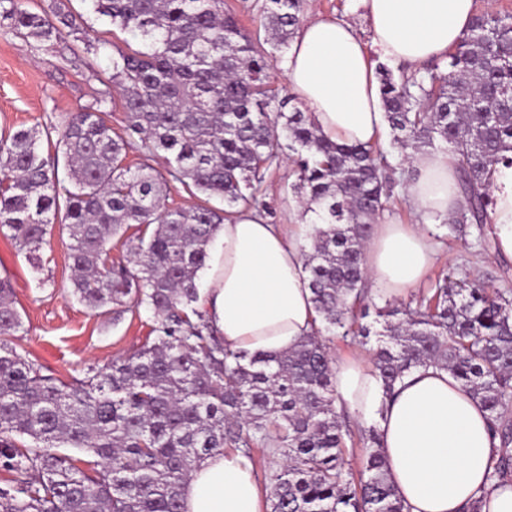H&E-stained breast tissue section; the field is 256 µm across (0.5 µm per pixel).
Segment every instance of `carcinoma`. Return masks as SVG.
Instances as JSON below:
<instances>
[{
	"label": "carcinoma",
	"mask_w": 512,
	"mask_h": 512,
	"mask_svg": "<svg viewBox=\"0 0 512 512\" xmlns=\"http://www.w3.org/2000/svg\"><path fill=\"white\" fill-rule=\"evenodd\" d=\"M94 12L140 36L119 51L109 82L126 135L105 119V90L60 127L66 176L44 156L35 128L0 138V233L35 254L48 227L67 231L72 293L113 319L152 313L154 338L83 380L41 374L6 337L21 327L0 277V512H183L181 489L197 464L262 449L270 512H403L386 477L376 426L338 411L331 337L378 336L371 367L385 395L417 368L450 371L490 413L503 452L489 478L512 477V289L448 274L416 307H379L366 288L364 248L416 154L442 153L464 204L432 215L448 234L484 230L492 203L484 175L512 165V13H482L448 50L446 70L376 74L389 148L338 143L267 88V71L301 23L305 0H263L251 34L224 0H91ZM0 19L51 44L74 32L62 0L31 12L0 0ZM138 146L140 162L125 164ZM290 189L316 220L302 249L319 317L314 332L271 357L229 348L199 308L198 273L224 221L268 211L267 177L284 151ZM204 200L166 204L170 184ZM218 199L223 207L209 205ZM133 234H128L130 229ZM123 238L126 255L109 259ZM375 311L379 331L364 323ZM29 438L30 442L23 441ZM95 457L94 467L70 451ZM360 451L363 468L350 457Z\"/></svg>",
	"instance_id": "obj_1"
}]
</instances>
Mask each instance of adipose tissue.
Here are the masks:
<instances>
[{
	"mask_svg": "<svg viewBox=\"0 0 512 512\" xmlns=\"http://www.w3.org/2000/svg\"><path fill=\"white\" fill-rule=\"evenodd\" d=\"M374 34L365 47L342 20L310 18L296 32L283 68L293 94L332 139L367 143L385 128L370 53L391 63L444 57L470 27L475 0H361ZM407 196L418 212L445 214L459 203L447 156L417 155ZM493 203L487 223L494 253L512 259V166L487 175ZM300 229L249 210L225 221L208 263L201 306L231 348L276 356L311 333L317 314L298 247ZM436 250L409 224H379L366 247L367 273L385 294L403 297L425 280ZM336 393L376 425L387 475L407 512H512V482L489 480L500 451L481 402L449 372L414 371L385 396L371 367L336 363ZM184 512H268L252 460L240 452L205 459L182 495Z\"/></svg>",
	"mask_w": 512,
	"mask_h": 512,
	"instance_id": "adipose-tissue-1",
	"label": "adipose tissue"
}]
</instances>
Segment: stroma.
Wrapping results in <instances>:
<instances>
[{
  "label": "stroma",
  "mask_w": 512,
  "mask_h": 512,
  "mask_svg": "<svg viewBox=\"0 0 512 512\" xmlns=\"http://www.w3.org/2000/svg\"><path fill=\"white\" fill-rule=\"evenodd\" d=\"M79 36H67L46 47L13 34L0 22V134L35 127L47 131L92 102L112 73V57L140 48L139 40L99 17L89 0H65ZM323 15L351 24L365 46L373 34L359 0H305V17ZM292 166L282 161L266 183L265 200L272 224L300 223V209L288 186ZM383 224H417L435 237L437 256L428 277L454 268L496 287L512 288V261L481 250L475 234L457 240L441 237L433 221L416 212L407 196H399L379 218ZM68 234L53 226L50 243L39 261L29 260L10 237L0 234V277H9L14 306L22 325L9 342L43 373L70 383L90 376L152 337L154 318L128 312L113 320L109 309L93 311L72 294L67 258Z\"/></svg>",
  "instance_id": "35a3bbf8"
}]
</instances>
